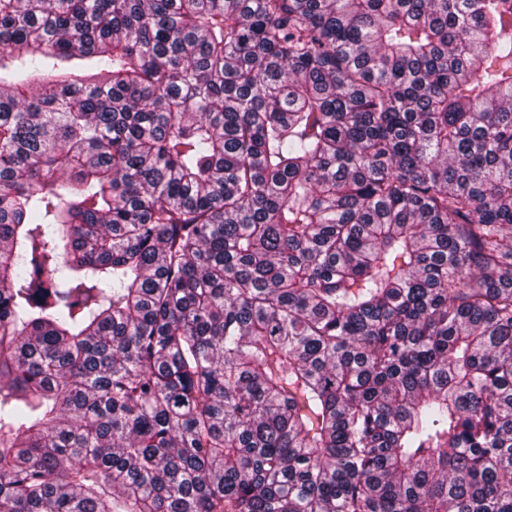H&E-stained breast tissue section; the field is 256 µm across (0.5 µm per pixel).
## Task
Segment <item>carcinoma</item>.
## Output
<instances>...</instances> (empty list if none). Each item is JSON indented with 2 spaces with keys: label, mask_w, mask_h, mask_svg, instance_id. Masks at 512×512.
Masks as SVG:
<instances>
[{
  "label": "carcinoma",
  "mask_w": 512,
  "mask_h": 512,
  "mask_svg": "<svg viewBox=\"0 0 512 512\" xmlns=\"http://www.w3.org/2000/svg\"><path fill=\"white\" fill-rule=\"evenodd\" d=\"M0 512H512V0H0Z\"/></svg>",
  "instance_id": "carcinoma-1"
}]
</instances>
